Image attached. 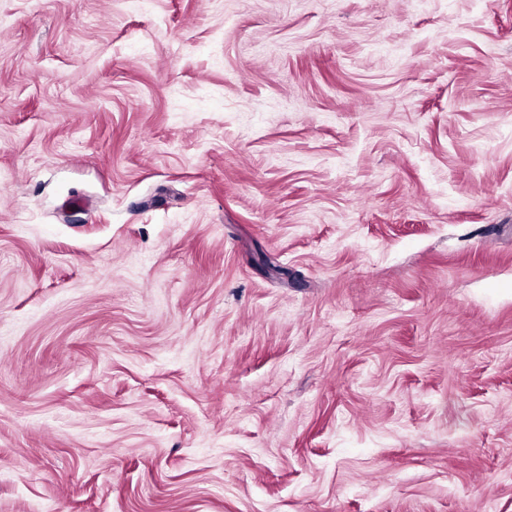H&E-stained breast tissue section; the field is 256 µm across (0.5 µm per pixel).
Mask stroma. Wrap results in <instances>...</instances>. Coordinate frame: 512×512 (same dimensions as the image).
I'll return each instance as SVG.
<instances>
[{
    "label": "stroma",
    "mask_w": 512,
    "mask_h": 512,
    "mask_svg": "<svg viewBox=\"0 0 512 512\" xmlns=\"http://www.w3.org/2000/svg\"><path fill=\"white\" fill-rule=\"evenodd\" d=\"M0 512H512V0H0Z\"/></svg>",
    "instance_id": "1"
}]
</instances>
